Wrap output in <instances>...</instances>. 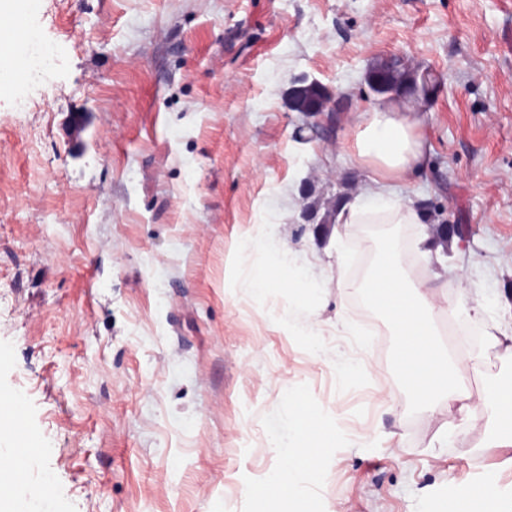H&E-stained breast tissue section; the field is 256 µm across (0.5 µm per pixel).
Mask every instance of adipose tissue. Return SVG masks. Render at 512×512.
<instances>
[{"instance_id": "ef3b65f1", "label": "adipose tissue", "mask_w": 512, "mask_h": 512, "mask_svg": "<svg viewBox=\"0 0 512 512\" xmlns=\"http://www.w3.org/2000/svg\"><path fill=\"white\" fill-rule=\"evenodd\" d=\"M24 0H0V85L15 83L24 71L33 30L15 34L11 27L14 13ZM419 117L402 111L395 102H386L372 111L362 113L355 121L358 130V158L372 168L377 179L371 192L345 199L336 209L339 224H417L421 221L418 203L410 197L393 198V183L403 182L420 166L425 144L417 129ZM371 301L387 310L402 338L397 355L402 380L412 398L437 410L442 402L458 405L460 412L468 407L457 373L464 360L451 356L437 343L432 328L434 316L431 290L408 294L396 251L385 246L367 279L359 284ZM485 415L493 423L491 442L497 448L512 447V390L501 391L481 399ZM278 441L280 465L267 475L264 482L251 488L253 497L276 503L275 512H289L288 499L298 491L302 477L311 466L299 448L302 444H318L324 439L319 423L300 409H290L272 427ZM22 466L20 455L12 450L11 442L0 443V499L23 498L26 512H56L50 476L38 484L18 481Z\"/></svg>"}]
</instances>
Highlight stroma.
I'll return each mask as SVG.
<instances>
[{
    "label": "stroma",
    "mask_w": 512,
    "mask_h": 512,
    "mask_svg": "<svg viewBox=\"0 0 512 512\" xmlns=\"http://www.w3.org/2000/svg\"><path fill=\"white\" fill-rule=\"evenodd\" d=\"M12 22L58 63L0 91V394L22 418L0 429L34 443L60 512H265L245 489L296 404L336 431L299 512H448L477 484L512 501V447L477 409L512 385L483 336H512V0H34ZM386 56L439 80L401 102L428 158L393 186L426 219L337 224L372 184L354 122ZM305 80L341 112L297 111ZM388 242L411 280L448 281L434 322L448 351L467 340L470 414L409 395L390 316L353 288Z\"/></svg>",
    "instance_id": "1"
}]
</instances>
